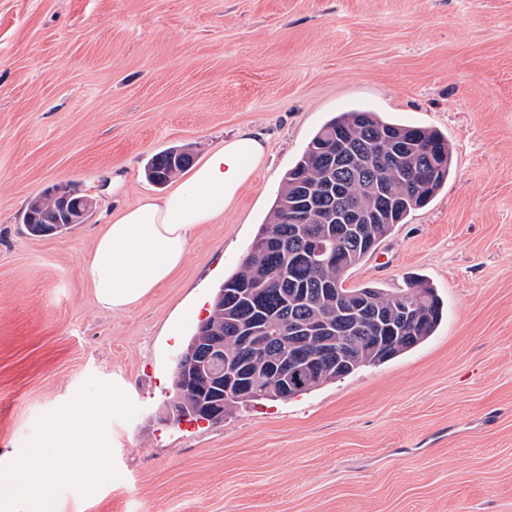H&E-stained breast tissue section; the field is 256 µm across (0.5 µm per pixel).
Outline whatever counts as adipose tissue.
I'll list each match as a JSON object with an SVG mask.
<instances>
[{
    "label": "adipose tissue",
    "instance_id": "ef3b65f1",
    "mask_svg": "<svg viewBox=\"0 0 512 512\" xmlns=\"http://www.w3.org/2000/svg\"><path fill=\"white\" fill-rule=\"evenodd\" d=\"M267 147L261 133H239L166 194L142 196L112 216L88 258L99 307L132 309L169 281L183 267L199 226L221 217L251 183Z\"/></svg>",
    "mask_w": 512,
    "mask_h": 512
}]
</instances>
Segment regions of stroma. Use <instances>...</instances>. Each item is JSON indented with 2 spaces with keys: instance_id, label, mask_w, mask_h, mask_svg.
<instances>
[{
  "instance_id": "obj_1",
  "label": "stroma",
  "mask_w": 512,
  "mask_h": 512,
  "mask_svg": "<svg viewBox=\"0 0 512 512\" xmlns=\"http://www.w3.org/2000/svg\"><path fill=\"white\" fill-rule=\"evenodd\" d=\"M443 132L447 183L352 270L426 279V342L286 401L192 429L176 363L247 255L290 167L336 113ZM268 136L253 180L137 307H98L86 264L144 167ZM71 183L83 224L28 234ZM137 407L107 425L115 479L62 512H512V0H0V468L90 380ZM72 190L78 191L71 184H67ZM66 183L59 184L51 192H47L33 199L25 209L22 215V224H24L29 234L43 235L42 233H52L54 228L61 233L69 229L66 225L83 224L88 213L92 210L94 201L89 196L83 198H72ZM53 194V195H52ZM53 196L57 200L53 199ZM58 207L67 224L58 221ZM53 229V230H47ZM47 230V231H46Z\"/></svg>"
}]
</instances>
